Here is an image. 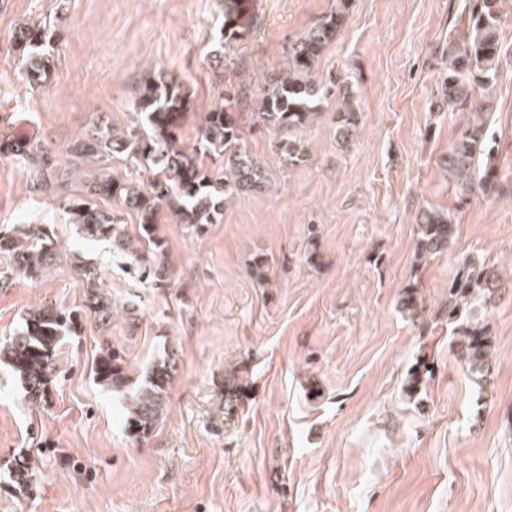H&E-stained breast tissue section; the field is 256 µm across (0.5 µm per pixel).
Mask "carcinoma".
<instances>
[{"label":"carcinoma","mask_w":512,"mask_h":512,"mask_svg":"<svg viewBox=\"0 0 512 512\" xmlns=\"http://www.w3.org/2000/svg\"><path fill=\"white\" fill-rule=\"evenodd\" d=\"M336 11L311 27L288 50L286 75L266 89L256 119L261 126L278 136L277 149L289 164L306 161L307 149L296 132L311 125L321 114L325 103L336 99V138L346 143L357 135L360 112L354 90L349 83H336L315 73L320 54L341 27L347 0H337ZM500 0H471L467 32L448 37V74L442 82L445 102L451 107L473 106L475 113L485 107L481 93L492 87L499 75L501 56ZM235 0L224 9V26L220 28L219 47L224 38L235 37ZM19 42L30 57L26 79L39 85L49 71V57L43 52L45 34L39 29H27L19 34ZM186 104L182 86L164 77L148 78L135 102L143 116L146 129H132L116 136L103 124L74 140L68 150L70 160H108L114 154L126 157L133 170L157 168L167 179L151 183L144 190L135 181L120 182L106 176H94L84 183L82 194L69 201L70 222L77 224L89 238L107 237L112 248L133 257L139 276L156 287L164 285V240L155 236L159 207L179 223L201 229L212 224L224 213L227 203L236 198L266 191L268 177L265 168L256 162L241 137L240 113L224 107L206 113L197 137L196 153L223 160L224 174L205 173L196 159L183 151L177 142L175 129ZM10 155L41 177L57 166V158L25 140L9 142ZM440 164L458 186L462 199L480 192L488 194L498 187L493 148L488 146L483 122L469 125L440 158ZM118 200L124 209L135 212L143 234L140 246L121 230L122 219L109 209L94 207L92 198ZM417 223L416 256L425 259L448 249L457 227L448 212L435 208L420 212ZM8 255L14 266L33 272L52 259L51 242L42 237V245L33 247L16 237L0 233V254ZM500 278L494 268L467 257L456 277L448 284V318L461 312L466 316L456 325L454 335L457 353L471 376L485 378L492 365V341L482 313L488 302L499 292ZM83 308L97 315L102 325L112 320V304L103 294L90 291ZM77 312L63 313L41 309L25 319L24 325L9 342L0 346V362L6 363L13 375L25 386L29 395L40 400L47 393L48 378L54 370L56 348L63 336L75 331ZM124 356L112 349L100 355L94 366L95 379L102 386L119 393L128 402L124 428L133 440L142 439L153 430L165 407V396L174 371L173 361L153 362L143 379L135 384L124 370ZM31 468L14 463L10 478L22 489L30 485Z\"/></svg>","instance_id":"obj_1"}]
</instances>
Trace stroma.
I'll return each mask as SVG.
<instances>
[{
	"label": "stroma",
	"instance_id": "obj_1",
	"mask_svg": "<svg viewBox=\"0 0 512 512\" xmlns=\"http://www.w3.org/2000/svg\"><path fill=\"white\" fill-rule=\"evenodd\" d=\"M469 2L350 0L317 71L352 82L356 137L337 143L326 106L302 134L307 162L291 166L272 134L244 121L268 189L201 230L161 215L167 271L156 288L110 239L70 224L85 174L68 145L102 122L119 134L134 126L154 74L182 85L178 143L192 148L224 99L257 110L291 43L336 0H240V35L225 40V0H0V141L19 135L59 159L39 186L0 153V231L34 228L56 247L36 274L0 254V337L43 306L81 313L44 401L0 364V512H512V0L483 115L505 190L460 203L439 165L474 117L448 109L441 91L448 23ZM29 27L44 29L50 58L35 87L16 42ZM427 207L452 213L457 235L420 263ZM257 254L260 279L247 270ZM466 256L501 276L480 384L462 369L447 316ZM409 286L426 306L417 322L400 311ZM93 288L112 300L102 327L81 311ZM105 346L132 373L173 359L166 408L143 440L128 437L120 394L94 379ZM419 365L427 371L407 394ZM16 460L35 475L22 490L10 482Z\"/></svg>",
	"mask_w": 512,
	"mask_h": 512
}]
</instances>
